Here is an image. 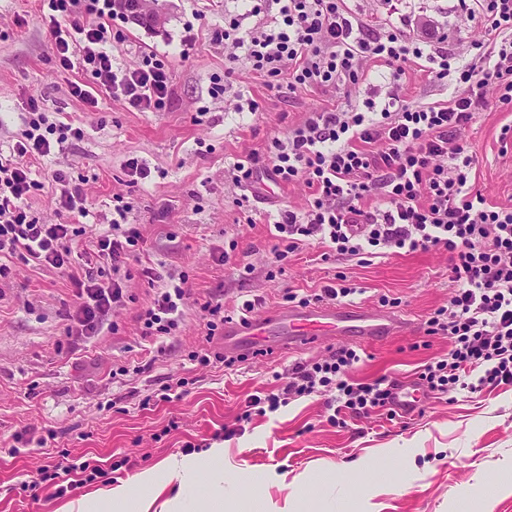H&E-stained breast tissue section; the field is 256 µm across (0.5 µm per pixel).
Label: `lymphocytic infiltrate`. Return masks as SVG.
Segmentation results:
<instances>
[{
  "instance_id": "obj_1",
  "label": "lymphocytic infiltrate",
  "mask_w": 512,
  "mask_h": 512,
  "mask_svg": "<svg viewBox=\"0 0 512 512\" xmlns=\"http://www.w3.org/2000/svg\"><path fill=\"white\" fill-rule=\"evenodd\" d=\"M48 34L61 68L79 69L87 83L73 92L96 104L104 92L137 112L165 111L172 92L166 55L143 52L132 66L112 57L123 40L115 22L132 15L127 0H46ZM249 15L272 14L269 25L243 29L238 16H227L214 30L228 48L225 79L245 60L272 90L313 87L328 92L350 89L365 80L367 65L378 62L398 84L406 65L425 59L432 77L453 86L448 102L410 106L397 94L366 101L364 110H315L293 129L288 141L273 140L269 161L253 153L233 165V181L250 193L265 182L304 183L309 199L303 212L281 208L274 221L276 261H285L304 240H316L339 255L362 256L382 249L389 254L431 248L449 255L448 278L454 296L448 307L431 313L424 332L446 334L445 358L424 365L423 385L441 394L476 393L487 385H512V206L487 205L470 179L473 159L461 141L475 112L488 104L512 108V0H476L489 22L487 41L474 42L470 58L426 51L406 31L366 34L365 23L346 0H242ZM84 131L50 119L38 99H30L26 129L0 154V280L15 264L56 269L69 277L80 305L74 317L83 336L98 333L112 309L125 297L119 272L141 241L130 224V205L116 206L111 232L88 238L82 220L89 214L82 182L52 170L56 220L39 223L28 200L44 183L32 177L34 162L54 145L81 139ZM379 197L375 210L363 206ZM85 261L84 276L73 273ZM140 275L155 292L140 316L141 334L162 337L178 326L188 291L164 281L156 268ZM354 348L339 346L322 361L296 364L278 391L259 392L248 404L277 411L290 401L327 394L329 420L342 411L367 414L392 408L395 383L379 378L363 382L352 372L361 361ZM104 469L71 461L62 469L41 468L28 489L51 490L62 497L106 478Z\"/></svg>"
}]
</instances>
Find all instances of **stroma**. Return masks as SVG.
<instances>
[{"label": "stroma", "instance_id": "stroma-1", "mask_svg": "<svg viewBox=\"0 0 512 512\" xmlns=\"http://www.w3.org/2000/svg\"><path fill=\"white\" fill-rule=\"evenodd\" d=\"M371 29H402L429 48L466 54L482 40L488 22L466 16L462 0H347ZM163 26L128 23L124 42L112 52L124 65L139 51L167 55L173 74L165 111L137 112L108 95L89 105L71 93L81 73L60 69L47 32L41 0H0V149L21 136L30 98L63 113L85 136L34 166L44 180L50 166L83 178L88 223L107 231L116 196L132 202L130 223L142 237L139 260H128L132 277L124 304L111 315L114 328L99 335L68 333L76 310L69 279L55 269L17 265L0 282V512H58L61 499L31 500L21 484L52 455L90 461L112 470L113 482L176 455L202 452L216 429L224 439V463L201 475L184 492L224 498L225 512L245 503L282 506L293 495L298 512H512V386L478 393L422 394L419 411L391 420L383 415L345 414L331 424L326 395L315 393L277 412L242 421L245 401L275 389L276 374L328 354L320 341L269 350L233 368L194 360L208 347L224 349L223 334L207 338L205 302L232 311L244 301L261 316L287 308L286 296L337 285L339 277L359 287L351 305L381 310V297L399 299L397 313L411 332L380 340L352 339L362 349L355 378H378L416 388L417 371L444 357L450 341L428 336L424 322L453 296L448 254L430 249L406 254L348 257L327 254L316 241L301 243L274 275L269 226L280 206L303 211L304 184L269 185L264 197L245 196L231 178L234 162L255 152L266 157L272 139H288L308 113L346 110L391 89L381 65L351 93L315 88L279 94L245 63L225 95L212 97L224 80L225 49L211 32L225 14L241 13L238 0H157ZM195 39L184 42L186 30ZM397 90L411 105L443 103L454 89L430 79L421 62L410 63ZM253 99L258 112H234L238 99ZM512 111L496 106L477 112L464 142L473 158L474 186L493 205H512V147L501 138ZM137 158L151 170L133 188L124 168ZM155 267L165 279L186 278L190 299L176 330L162 342L142 337L139 317L153 292L138 276ZM124 365L127 375L113 377ZM171 393H164V386ZM150 406H142L143 398ZM179 426L169 429L170 419ZM27 430L29 440L14 444ZM47 438L40 448L39 438ZM283 483L273 482V475Z\"/></svg>", "mask_w": 512, "mask_h": 512}]
</instances>
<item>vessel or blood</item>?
I'll return each mask as SVG.
<instances>
[{
    "label": "vessel or blood",
    "mask_w": 512,
    "mask_h": 512,
    "mask_svg": "<svg viewBox=\"0 0 512 512\" xmlns=\"http://www.w3.org/2000/svg\"><path fill=\"white\" fill-rule=\"evenodd\" d=\"M411 328L409 320L396 314L378 315L354 306L324 302L282 311L272 318L260 316L245 324L228 323L224 328V350L229 354H244L272 343L296 345L322 332L343 339L356 335L373 340L395 336Z\"/></svg>",
    "instance_id": "1"
}]
</instances>
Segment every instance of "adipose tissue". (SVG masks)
I'll list each match as a JSON object with an SVG mask.
<instances>
[{
	"instance_id": "adipose-tissue-1",
	"label": "adipose tissue",
	"mask_w": 512,
	"mask_h": 512,
	"mask_svg": "<svg viewBox=\"0 0 512 512\" xmlns=\"http://www.w3.org/2000/svg\"><path fill=\"white\" fill-rule=\"evenodd\" d=\"M224 457V448L212 446L201 453L173 456L138 472L128 483L108 485L94 490L87 497L64 504L59 512H118L135 503L136 512H151L164 486L184 487L198 477L203 466Z\"/></svg>"
}]
</instances>
